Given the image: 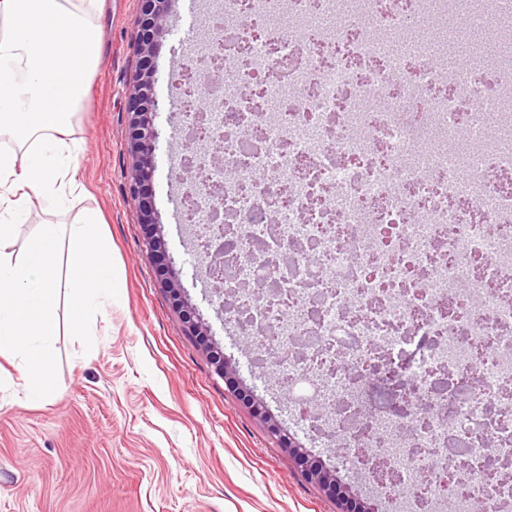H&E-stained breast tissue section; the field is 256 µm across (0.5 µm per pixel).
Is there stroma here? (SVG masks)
<instances>
[{
  "label": "stroma",
  "mask_w": 512,
  "mask_h": 512,
  "mask_svg": "<svg viewBox=\"0 0 512 512\" xmlns=\"http://www.w3.org/2000/svg\"><path fill=\"white\" fill-rule=\"evenodd\" d=\"M139 11V0H106L101 64L73 119L84 188L76 210L28 209L10 247L21 257L38 224L71 223L80 209L100 212L114 288L80 335L71 328L67 299H60L51 400L29 402L20 360L0 353V512H337L335 500L301 477L265 424L214 373L145 251V228L129 192L125 112ZM185 11L184 0H175L157 49L160 138L151 190L172 274L240 384L294 442L370 497L377 512H387L377 489L344 466L339 439L317 440L289 413L269 367L256 364L257 349L225 320L213 284L201 281L183 223L189 175L175 143L183 112L168 81Z\"/></svg>",
  "instance_id": "obj_1"
}]
</instances>
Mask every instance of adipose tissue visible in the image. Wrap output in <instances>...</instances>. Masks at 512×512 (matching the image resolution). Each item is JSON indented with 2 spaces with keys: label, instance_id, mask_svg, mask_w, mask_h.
Returning <instances> with one entry per match:
<instances>
[{
  "label": "adipose tissue",
  "instance_id": "obj_1",
  "mask_svg": "<svg viewBox=\"0 0 512 512\" xmlns=\"http://www.w3.org/2000/svg\"><path fill=\"white\" fill-rule=\"evenodd\" d=\"M104 0H0V346H16L30 396L54 394L52 343L61 289L73 331L112 294V263L100 220L42 224L21 258L6 247L17 216L36 202L62 204L78 191L72 118L101 60L96 23Z\"/></svg>",
  "mask_w": 512,
  "mask_h": 512
}]
</instances>
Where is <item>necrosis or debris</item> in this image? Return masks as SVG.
<instances>
[{"instance_id":"necrosis-or-debris-1","label":"necrosis or debris","mask_w":512,"mask_h":512,"mask_svg":"<svg viewBox=\"0 0 512 512\" xmlns=\"http://www.w3.org/2000/svg\"><path fill=\"white\" fill-rule=\"evenodd\" d=\"M486 0H224V73L199 85L234 231L226 294L264 345L303 337L284 372L300 398L339 411L344 445L375 448L405 477L401 512L450 502L506 512L512 484L486 477V440L512 454V416L491 417L512 382V0H501L492 69L447 83L448 40ZM476 99L491 101L475 112ZM276 276L275 298L241 289ZM387 368L415 353L411 382L433 396L422 423L365 415L328 368Z\"/></svg>"}]
</instances>
